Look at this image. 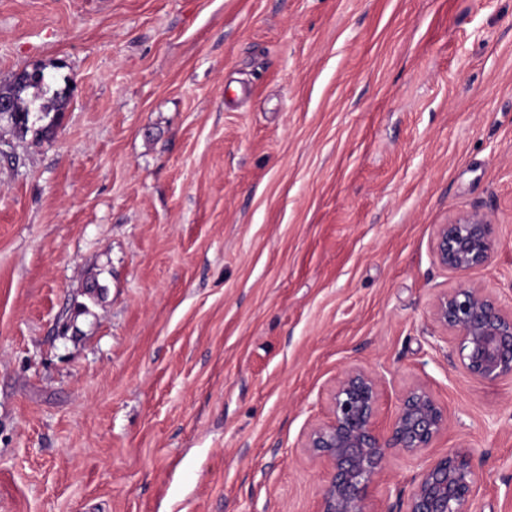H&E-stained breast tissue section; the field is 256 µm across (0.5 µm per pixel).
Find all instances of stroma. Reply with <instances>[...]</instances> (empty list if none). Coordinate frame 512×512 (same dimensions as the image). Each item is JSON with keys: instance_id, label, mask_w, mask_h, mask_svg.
Wrapping results in <instances>:
<instances>
[{"instance_id": "1", "label": "stroma", "mask_w": 512, "mask_h": 512, "mask_svg": "<svg viewBox=\"0 0 512 512\" xmlns=\"http://www.w3.org/2000/svg\"><path fill=\"white\" fill-rule=\"evenodd\" d=\"M40 67L52 135L0 122V512H317L352 364L383 421L429 387L425 458L470 446V512H512V383L429 316L467 211L512 303V0H0V84ZM498 247L495 224L477 211L460 213L448 224L438 225L431 243L435 261L456 273L490 265Z\"/></svg>"}]
</instances>
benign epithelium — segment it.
Returning <instances> with one entry per match:
<instances>
[{"instance_id": "benign-epithelium-1", "label": "benign epithelium", "mask_w": 512, "mask_h": 512, "mask_svg": "<svg viewBox=\"0 0 512 512\" xmlns=\"http://www.w3.org/2000/svg\"><path fill=\"white\" fill-rule=\"evenodd\" d=\"M498 247L495 225L477 211L438 225L431 243L435 261L456 273L490 265ZM429 316L453 338L467 376L485 384L512 382V308L488 288L460 281L435 297ZM387 386L379 371L346 367L331 387L329 417L304 433L301 447L323 473L318 512H467L483 473L465 444L432 458L397 504L374 503L372 492L385 480L391 457H419L448 432V411L424 384L404 390L389 421L380 423Z\"/></svg>"}]
</instances>
